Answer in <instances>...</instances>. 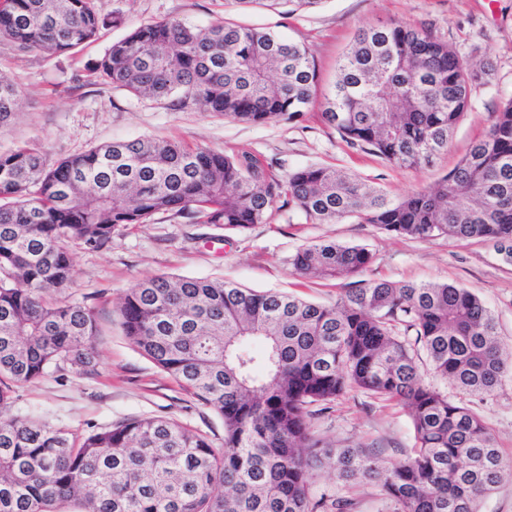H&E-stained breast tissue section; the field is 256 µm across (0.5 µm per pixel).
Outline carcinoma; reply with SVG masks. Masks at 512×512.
I'll use <instances>...</instances> for the list:
<instances>
[{
  "label": "carcinoma",
  "mask_w": 512,
  "mask_h": 512,
  "mask_svg": "<svg viewBox=\"0 0 512 512\" xmlns=\"http://www.w3.org/2000/svg\"><path fill=\"white\" fill-rule=\"evenodd\" d=\"M112 23L94 0H0V37L48 54ZM489 69L463 61L425 25L364 30L340 60L320 118L345 142L416 169L448 149ZM93 70L135 96L249 124L303 116L317 85L299 43L178 19L140 26ZM18 100L0 79V122ZM282 198L313 224L350 218L422 240L486 238L512 258V97L450 172L400 198L334 167L279 180L248 151L165 139L112 142L53 165L34 147L0 152V512H347L351 500L312 493L316 467L376 483L389 512H478L512 475L481 420L421 373L426 365L479 394L504 374L493 314L446 282H365L329 306L217 280L139 282L118 304L123 332L222 418L221 456L206 434L171 418L75 434L5 414L12 386L65 364L96 365L91 310L49 297L73 279L70 245L101 250L120 229L166 212L243 230L267 223ZM372 262L362 246L325 241L289 258L302 278L354 277ZM350 388L405 406L412 456L387 463L370 450L321 446L315 408Z\"/></svg>",
  "instance_id": "1"
}]
</instances>
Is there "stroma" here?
Here are the masks:
<instances>
[{
	"label": "stroma",
	"instance_id": "35a3bbf8",
	"mask_svg": "<svg viewBox=\"0 0 512 512\" xmlns=\"http://www.w3.org/2000/svg\"><path fill=\"white\" fill-rule=\"evenodd\" d=\"M94 4L114 23L98 40L70 52L48 55L0 38V78L12 83L22 98L19 112L0 123V152L30 145L53 164L103 143L153 136L193 148L246 150L282 178L303 166H331L400 197L430 187L453 169L485 132L495 104L512 97V0H321L313 8L289 0H267L256 7L235 0ZM171 18L199 28L217 22L262 28L303 43L319 76L318 98L302 118L247 124L137 97L94 74L93 63L113 42L141 25ZM391 23L426 24L465 61L488 59L493 65L474 87L472 108L447 152L417 169L393 166L348 145L319 118L322 96L358 32ZM316 240L370 250L374 261L362 275L368 282H448L474 291L493 313L505 351L512 353V263L503 260L493 241H425L350 220L312 224L294 204L282 202L267 223L241 232L167 212L121 231L102 250L73 248L75 276L63 295L92 311L98 363L88 373L69 366L53 369L37 382L15 388L9 415L46 420L76 433L133 418H172L207 434L216 452H223L221 417L135 349L123 333L118 301L141 280L166 274L219 278L256 292L277 291L331 305L352 287V279L304 280L292 275L288 265L298 248ZM448 398L475 413L503 458L512 459L511 367L491 393L469 394L452 387ZM311 424L316 438L333 448L361 444L392 463L413 453V428L402 405L357 389L348 390ZM312 482L316 492L350 498L351 512H388L374 484L348 485L324 468L314 469Z\"/></svg>",
	"mask_w": 512,
	"mask_h": 512
}]
</instances>
